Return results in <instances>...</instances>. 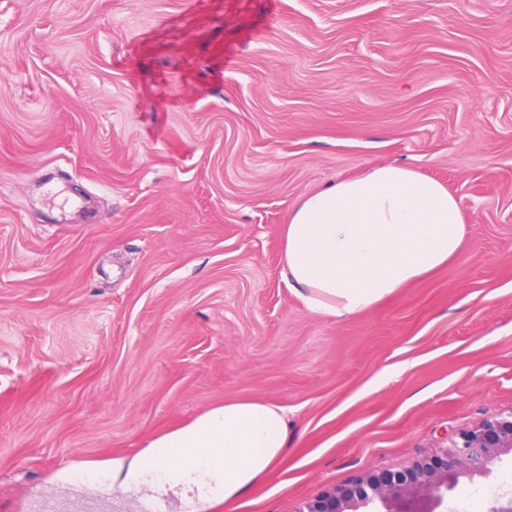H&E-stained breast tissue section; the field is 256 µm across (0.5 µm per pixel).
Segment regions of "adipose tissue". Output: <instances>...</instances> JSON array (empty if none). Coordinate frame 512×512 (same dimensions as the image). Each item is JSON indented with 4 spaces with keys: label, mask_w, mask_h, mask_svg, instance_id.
Segmentation results:
<instances>
[{
    "label": "adipose tissue",
    "mask_w": 512,
    "mask_h": 512,
    "mask_svg": "<svg viewBox=\"0 0 512 512\" xmlns=\"http://www.w3.org/2000/svg\"><path fill=\"white\" fill-rule=\"evenodd\" d=\"M468 234L457 199L414 170L375 165L304 196L282 231L289 285L324 318L361 313L448 263ZM288 414L265 400L230 401L161 433L112 485L182 487L201 504L238 498L282 457Z\"/></svg>",
    "instance_id": "ef3b65f1"
}]
</instances>
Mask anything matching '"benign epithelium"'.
Listing matches in <instances>:
<instances>
[{
	"label": "benign epithelium",
	"instance_id": "obj_1",
	"mask_svg": "<svg viewBox=\"0 0 512 512\" xmlns=\"http://www.w3.org/2000/svg\"><path fill=\"white\" fill-rule=\"evenodd\" d=\"M512 455V414L493 416L459 434L436 455L399 471L367 473L305 502L299 512H437L463 477L491 471Z\"/></svg>",
	"mask_w": 512,
	"mask_h": 512
}]
</instances>
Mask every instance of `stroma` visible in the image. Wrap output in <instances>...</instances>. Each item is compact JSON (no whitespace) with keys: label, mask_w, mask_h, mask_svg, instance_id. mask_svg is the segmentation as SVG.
Instances as JSON below:
<instances>
[{"label":"stroma","mask_w":512,"mask_h":512,"mask_svg":"<svg viewBox=\"0 0 512 512\" xmlns=\"http://www.w3.org/2000/svg\"><path fill=\"white\" fill-rule=\"evenodd\" d=\"M444 184L453 260L312 313L282 226L373 164ZM288 412L207 512H298L512 413V0H0V512H191L110 470L214 404ZM512 495V458L461 479Z\"/></svg>","instance_id":"stroma-1"}]
</instances>
